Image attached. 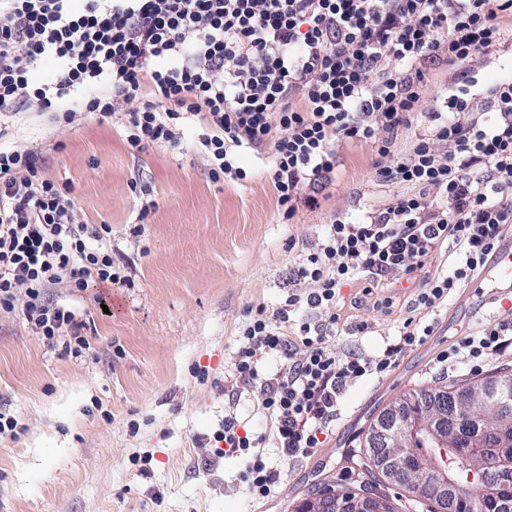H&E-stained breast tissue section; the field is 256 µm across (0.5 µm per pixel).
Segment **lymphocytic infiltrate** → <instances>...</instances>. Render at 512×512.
<instances>
[{
	"mask_svg": "<svg viewBox=\"0 0 512 512\" xmlns=\"http://www.w3.org/2000/svg\"><path fill=\"white\" fill-rule=\"evenodd\" d=\"M0 0V112H51L72 124L76 109L126 116L128 144L176 148L186 123L202 129L201 153L214 180H242L240 149L270 153V176L284 217H292L305 183L336 168L340 142L374 144V177L397 194L369 222L336 220L299 264L297 285L275 315L247 314L239 328L234 376L256 389L271 436L240 432L234 411L221 438L247 455L248 493L267 497L280 473L261 446L311 456L349 384L381 378L432 326L406 318L399 337L373 355H344L326 339L340 319L341 290L362 275L363 295L392 287V276L421 271L445 243L465 261L423 280L416 307L439 306L486 267L512 224V81L490 91L484 118L464 98L433 136L397 147L399 129L422 108L426 62L475 63L498 44V17L512 0ZM48 57L59 70L35 84ZM79 108H72V100ZM75 204L47 178L39 158L0 149V310H14L25 288V317L47 344L82 354L74 313L46 290L68 283L133 287L116 267L100 231L76 223ZM307 314L298 323L290 315ZM73 329L63 338L64 329ZM303 357H296V349ZM512 348V318L461 337L439 356L448 366L481 373ZM283 357L274 374L257 353Z\"/></svg>",
	"mask_w": 512,
	"mask_h": 512,
	"instance_id": "1",
	"label": "lymphocytic infiltrate"
}]
</instances>
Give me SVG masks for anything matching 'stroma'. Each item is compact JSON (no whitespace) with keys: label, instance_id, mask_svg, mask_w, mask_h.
Returning a JSON list of instances; mask_svg holds the SVG:
<instances>
[{"label":"stroma","instance_id":"stroma-1","mask_svg":"<svg viewBox=\"0 0 512 512\" xmlns=\"http://www.w3.org/2000/svg\"><path fill=\"white\" fill-rule=\"evenodd\" d=\"M498 21L502 38L477 65L426 63L424 111L399 142L431 134L432 113L462 88L475 111L491 113L486 90L512 80V17ZM123 121L80 114L62 128L49 113L31 111L6 119L0 146L37 154L47 177L70 189L78 223L109 226L112 257L130 267L135 285L48 288L83 324L90 348L79 356L48 345L23 306L0 314V411L19 423L17 435L0 437V512H292L318 489L363 485L349 456L371 420L409 390L467 380V372L440 370L436 358L486 324L487 294L461 287L438 308L417 311L419 283L401 273L387 308L369 298L353 304L363 281L343 287L349 303L327 339L338 353L379 352L410 316L433 334L403 350L387 376L345 388L315 454L282 462L267 449L281 477L271 496L252 498L241 482L245 458L217 455L215 442L228 408L252 433L270 430L256 394L233 378L238 328L248 309L276 311L328 224L365 222L394 192L373 177L372 143H343L335 170L307 188L319 208L299 205L287 219L269 155L241 149L247 179L215 182L197 151L198 124L183 127V148L172 152L130 148ZM363 322L367 330L358 331Z\"/></svg>","mask_w":512,"mask_h":512}]
</instances>
